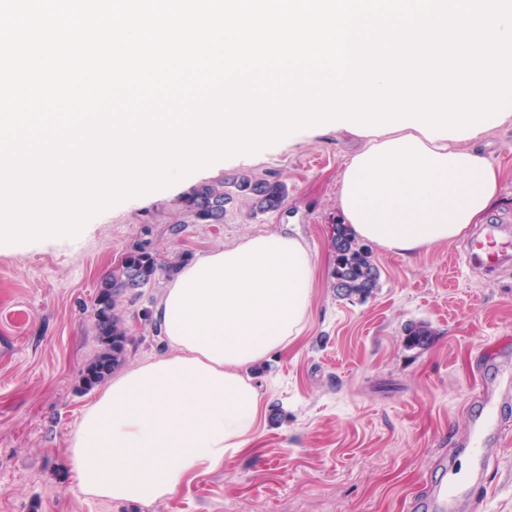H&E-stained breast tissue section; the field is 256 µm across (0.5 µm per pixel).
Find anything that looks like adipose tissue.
I'll return each instance as SVG.
<instances>
[{
	"instance_id": "1",
	"label": "adipose tissue",
	"mask_w": 512,
	"mask_h": 512,
	"mask_svg": "<svg viewBox=\"0 0 512 512\" xmlns=\"http://www.w3.org/2000/svg\"><path fill=\"white\" fill-rule=\"evenodd\" d=\"M364 140L342 174L339 221L385 251L455 240L499 196L498 170L466 140L410 127ZM314 271L312 251L287 232L248 235L182 266L153 313L169 354L112 378L70 435L83 492L153 504L244 448L260 410L247 370L302 334Z\"/></svg>"
}]
</instances>
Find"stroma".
Listing matches in <instances>:
<instances>
[{"label": "stroma", "mask_w": 512, "mask_h": 512, "mask_svg": "<svg viewBox=\"0 0 512 512\" xmlns=\"http://www.w3.org/2000/svg\"><path fill=\"white\" fill-rule=\"evenodd\" d=\"M326 132L255 152L243 166H204L169 186L127 198L91 217L74 236L0 246V512H420L416 503L441 467L470 468L463 450L474 398L496 391L506 430L499 463L483 487H470L456 512H512V264L495 274L464 262L467 239L402 257L373 248L378 286L364 298L339 297L330 277V231L345 164L359 147ZM502 172L496 204L483 223L512 222V124L477 142ZM248 172L287 183L277 211L248 218L228 205L223 223L193 224L182 200L198 185ZM182 222L180 235L169 232ZM292 230L315 257L305 329L252 373L262 399L257 431L224 465L191 475L151 505L83 493L66 449L93 391L80 374L99 343L94 300L100 279L133 243L166 258H197L246 235ZM169 281L122 300L131 324L124 369L165 355L153 321ZM434 330L421 348L404 328Z\"/></svg>", "instance_id": "stroma-1"}]
</instances>
